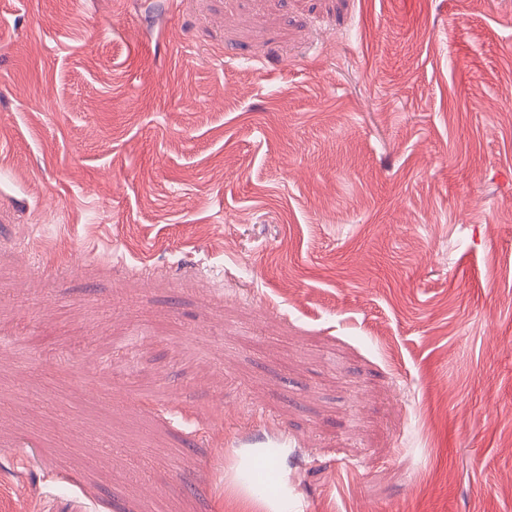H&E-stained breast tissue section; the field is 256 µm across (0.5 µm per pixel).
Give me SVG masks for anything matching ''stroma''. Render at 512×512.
I'll return each instance as SVG.
<instances>
[{
	"mask_svg": "<svg viewBox=\"0 0 512 512\" xmlns=\"http://www.w3.org/2000/svg\"><path fill=\"white\" fill-rule=\"evenodd\" d=\"M50 498L512 512V0H0V512Z\"/></svg>",
	"mask_w": 512,
	"mask_h": 512,
	"instance_id": "stroma-1",
	"label": "stroma"
}]
</instances>
